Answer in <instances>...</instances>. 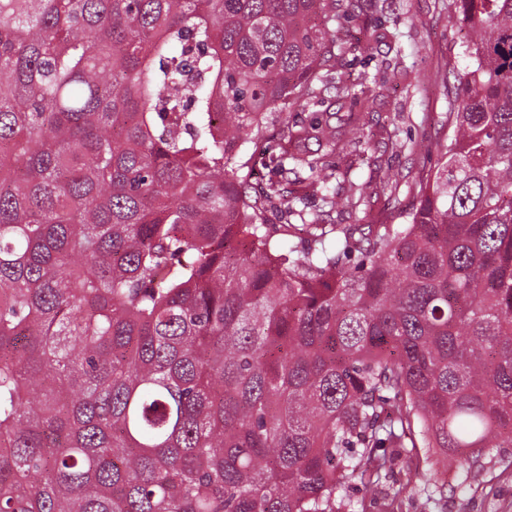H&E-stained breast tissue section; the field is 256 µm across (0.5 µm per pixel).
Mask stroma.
Instances as JSON below:
<instances>
[{
	"label": "stroma",
	"instance_id": "1",
	"mask_svg": "<svg viewBox=\"0 0 512 512\" xmlns=\"http://www.w3.org/2000/svg\"><path fill=\"white\" fill-rule=\"evenodd\" d=\"M336 34L357 40L347 58L355 78L352 94L372 96L357 145L337 150L328 163L342 179L344 196L328 218L332 224H402L416 205L412 183L438 158L441 127L448 117V95L463 74L465 32L448 0H357L356 18ZM416 141L417 154L396 150L395 142ZM400 175L398 187L385 181L386 170ZM423 454L396 461L378 487L351 491L358 512H512V448L494 451L481 483L461 486L460 475L442 473L445 489L417 482L403 496L394 491Z\"/></svg>",
	"mask_w": 512,
	"mask_h": 512
}]
</instances>
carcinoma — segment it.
I'll use <instances>...</instances> for the list:
<instances>
[{
	"mask_svg": "<svg viewBox=\"0 0 512 512\" xmlns=\"http://www.w3.org/2000/svg\"><path fill=\"white\" fill-rule=\"evenodd\" d=\"M448 8L407 223L295 242L252 159L349 92L354 0H0V512H356L407 448L470 484L512 447V0ZM364 109L284 124L281 172Z\"/></svg>",
	"mask_w": 512,
	"mask_h": 512,
	"instance_id": "obj_1",
	"label": "carcinoma"
}]
</instances>
